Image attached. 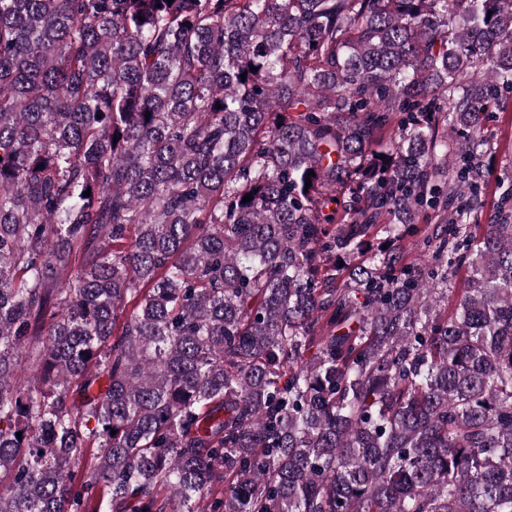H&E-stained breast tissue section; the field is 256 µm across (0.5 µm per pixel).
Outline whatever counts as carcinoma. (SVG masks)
<instances>
[{
    "label": "carcinoma",
    "mask_w": 512,
    "mask_h": 512,
    "mask_svg": "<svg viewBox=\"0 0 512 512\" xmlns=\"http://www.w3.org/2000/svg\"><path fill=\"white\" fill-rule=\"evenodd\" d=\"M504 91L512 0H0V512H512ZM485 135L498 144L495 154L483 158L481 183L486 187L488 200L496 198L512 185V94L503 97L500 106L488 112L483 121ZM500 184V188H498Z\"/></svg>",
    "instance_id": "cac0c4a2"
}]
</instances>
